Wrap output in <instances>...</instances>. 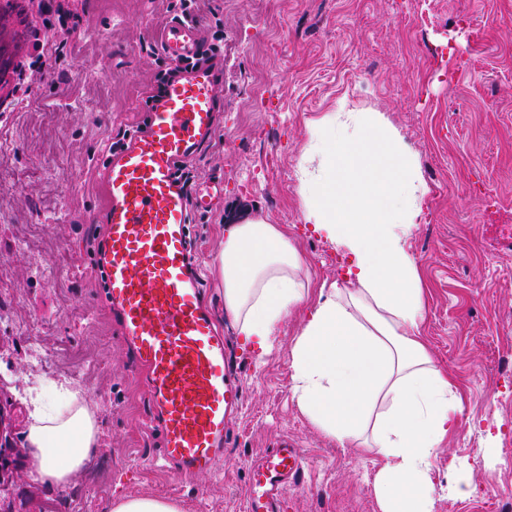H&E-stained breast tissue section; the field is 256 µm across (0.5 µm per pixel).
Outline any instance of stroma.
<instances>
[{
  "label": "stroma",
  "mask_w": 512,
  "mask_h": 512,
  "mask_svg": "<svg viewBox=\"0 0 512 512\" xmlns=\"http://www.w3.org/2000/svg\"><path fill=\"white\" fill-rule=\"evenodd\" d=\"M8 29L37 38L45 64L0 99V422L19 450L0 492L10 512H44L79 498L105 512L118 496L180 503L182 512H246L253 465L288 439L305 463L280 512H380L378 449L356 455L318 434L291 393L293 313L265 355L244 343L211 273L224 227L261 217L287 228L313 283L343 279L349 260L306 224L298 162L312 121L346 100L383 113L414 154L428 193L407 248L426 288L424 336L463 401L459 425L432 461L433 512H512L489 495L512 487V0H197L226 71L224 127L193 162L194 184L224 196L191 232L218 320L228 321L242 406L215 472L179 484L153 468L148 392L101 305L87 218L101 208L95 161L145 117L169 68L155 41L177 0H60L71 16L20 0ZM38 249L24 245L33 227ZM68 380L94 412L96 460L69 487L33 481L21 446L32 389ZM471 471L468 495L448 494L452 468Z\"/></svg>",
  "instance_id": "1"
}]
</instances>
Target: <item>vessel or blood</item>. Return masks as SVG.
<instances>
[{"label": "vessel or blood", "mask_w": 512, "mask_h": 512, "mask_svg": "<svg viewBox=\"0 0 512 512\" xmlns=\"http://www.w3.org/2000/svg\"><path fill=\"white\" fill-rule=\"evenodd\" d=\"M157 45L174 72L142 125L104 149L97 171L106 202L90 221L102 227L95 264L105 277L104 307L144 376L157 461L180 482L215 470L242 393L227 376L224 336L193 263L190 232L194 214L223 188L195 190L177 174L220 130L224 56L207 45L194 16L173 17ZM304 462L294 444L272 449L252 471L248 512H279Z\"/></svg>", "instance_id": "obj_1"}]
</instances>
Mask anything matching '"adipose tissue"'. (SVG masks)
Returning <instances> with one entry per match:
<instances>
[{
    "instance_id": "1",
    "label": "adipose tissue",
    "mask_w": 512,
    "mask_h": 512,
    "mask_svg": "<svg viewBox=\"0 0 512 512\" xmlns=\"http://www.w3.org/2000/svg\"><path fill=\"white\" fill-rule=\"evenodd\" d=\"M303 218L351 257L343 280L318 288L284 229L261 218L224 228L216 274L246 342L270 351L278 325L304 310L290 347L293 396L342 448L379 449L380 512H432L431 460L463 411L453 375L423 338L425 291L406 249L426 187L398 134L346 101L315 122L300 163ZM24 443L34 478L70 486L95 454L94 413L67 382L30 396Z\"/></svg>"
}]
</instances>
